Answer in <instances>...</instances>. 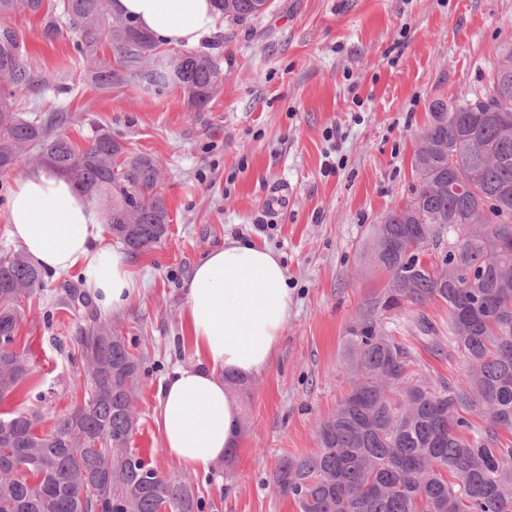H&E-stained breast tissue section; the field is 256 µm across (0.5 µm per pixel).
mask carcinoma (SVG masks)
I'll return each mask as SVG.
<instances>
[{
  "mask_svg": "<svg viewBox=\"0 0 512 512\" xmlns=\"http://www.w3.org/2000/svg\"><path fill=\"white\" fill-rule=\"evenodd\" d=\"M224 17L257 15L254 0H214ZM44 14V36L72 37L74 57L101 89L182 92L205 108L224 80L216 55L169 54L111 0H0V18ZM21 59L15 31L0 28V171L24 151L64 173L99 206L107 232L135 225L133 254L161 244L170 221L156 158L101 130L79 147L53 127L60 113L26 117L15 92L52 83ZM412 167L405 205L370 225L366 270L385 278L346 329L348 388L316 428L318 448L280 459L272 476L298 512H512V42L501 45L487 90L454 104L436 98ZM46 273L20 252L0 255V403L31 395L18 347L21 303ZM448 310V355L466 359L460 380L433 376L389 324L409 308ZM60 305L89 307L75 288ZM71 342L85 364L83 399L39 429L34 408L0 417V512H201L190 482L161 476L131 448L142 359L112 322L88 312ZM412 327L442 350L424 316Z\"/></svg>",
  "mask_w": 512,
  "mask_h": 512,
  "instance_id": "1",
  "label": "carcinoma"
}]
</instances>
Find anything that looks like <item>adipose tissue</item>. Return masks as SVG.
<instances>
[{
  "instance_id": "obj_1",
  "label": "adipose tissue",
  "mask_w": 512,
  "mask_h": 512,
  "mask_svg": "<svg viewBox=\"0 0 512 512\" xmlns=\"http://www.w3.org/2000/svg\"><path fill=\"white\" fill-rule=\"evenodd\" d=\"M112 7L175 48L213 34L218 16L213 0H113ZM7 221L32 264L58 273L84 266L104 310L119 312L139 296L131 256L101 246L93 205L67 176L43 168L15 179ZM183 297L196 359L164 377L155 422L164 455L185 471L205 474L241 435L236 393L224 377L249 378L270 368L292 297L279 254L234 238L195 264Z\"/></svg>"
}]
</instances>
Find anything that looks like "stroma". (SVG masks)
I'll return each mask as SVG.
<instances>
[{"instance_id":"1","label":"stroma","mask_w":512,"mask_h":512,"mask_svg":"<svg viewBox=\"0 0 512 512\" xmlns=\"http://www.w3.org/2000/svg\"><path fill=\"white\" fill-rule=\"evenodd\" d=\"M5 24L27 66L66 87L18 92L20 111L66 113L62 130L76 144L109 130L160 163L169 231L135 256L142 293L112 316L143 360L131 445L160 473L180 470L161 451L158 387L175 363L195 359L184 281L228 237L280 254L293 295L288 326L270 369L238 394L233 461L189 481L202 512H296L271 476L282 456L316 450L318 421L347 389L346 328L383 282L365 270L360 244L417 185L411 161L431 101L486 89L500 45L512 39V0H272L262 16L218 18L197 48L221 56L224 82L200 112L177 90L154 98L96 87L69 38L45 39L42 16ZM24 308L19 334L49 425L84 388L72 346L52 339L75 335L84 321L34 299Z\"/></svg>"}]
</instances>
